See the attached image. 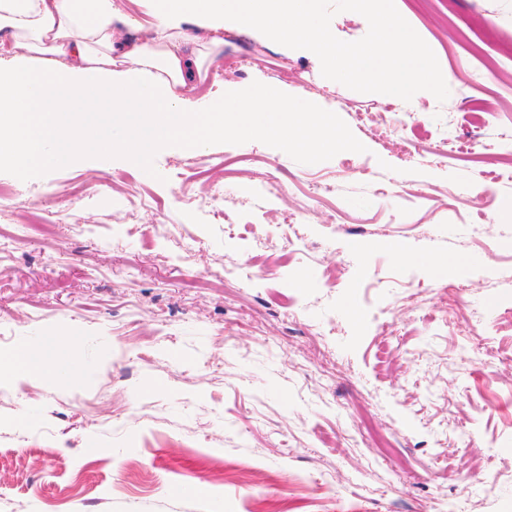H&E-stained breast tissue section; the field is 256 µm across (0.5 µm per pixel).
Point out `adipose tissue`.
Instances as JSON below:
<instances>
[{"label":"adipose tissue","instance_id":"obj_1","mask_svg":"<svg viewBox=\"0 0 512 512\" xmlns=\"http://www.w3.org/2000/svg\"><path fill=\"white\" fill-rule=\"evenodd\" d=\"M325 0H151L138 38L124 0H0V30L16 52L0 57V166L26 172L62 168L82 155L121 150L149 171L163 144L180 139L192 151L234 132L305 152L348 147L333 113L265 84L247 97L193 99L202 47L224 45L228 27L252 30L319 59L328 77L364 85L409 106L451 79L433 50L412 37L395 0H348L371 34L347 51L322 21ZM189 22L203 37L180 32ZM361 151V144H353ZM68 337L0 356V369L45 380L67 353Z\"/></svg>","mask_w":512,"mask_h":512}]
</instances>
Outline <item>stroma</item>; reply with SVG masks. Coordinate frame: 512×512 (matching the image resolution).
<instances>
[{
  "label": "stroma",
  "mask_w": 512,
  "mask_h": 512,
  "mask_svg": "<svg viewBox=\"0 0 512 512\" xmlns=\"http://www.w3.org/2000/svg\"><path fill=\"white\" fill-rule=\"evenodd\" d=\"M399 10L452 76L408 108L260 35L201 58L200 93L281 82L363 152L227 135L201 154L168 142L146 174L118 151L0 167L16 191L0 202V353L73 339L52 378H0V512H512V181L461 151L512 150V0ZM326 24L341 44L367 33L344 0ZM445 139L458 150L432 154ZM217 183L213 218L196 203ZM326 183L336 195L309 197ZM33 206L55 213L49 235H27ZM437 252L464 272L423 263Z\"/></svg>",
  "instance_id": "obj_1"
}]
</instances>
